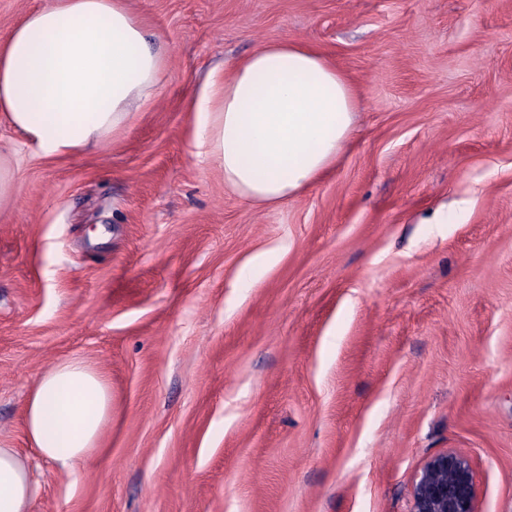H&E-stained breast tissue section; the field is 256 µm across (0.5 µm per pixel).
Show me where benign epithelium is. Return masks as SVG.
<instances>
[{"mask_svg":"<svg viewBox=\"0 0 512 512\" xmlns=\"http://www.w3.org/2000/svg\"><path fill=\"white\" fill-rule=\"evenodd\" d=\"M410 512H478L468 458L452 451L430 457L413 478Z\"/></svg>","mask_w":512,"mask_h":512,"instance_id":"7a95c632","label":"benign epithelium"}]
</instances>
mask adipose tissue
Listing matches in <instances>:
<instances>
[{"label": "adipose tissue", "instance_id": "ef3b65f1", "mask_svg": "<svg viewBox=\"0 0 512 512\" xmlns=\"http://www.w3.org/2000/svg\"><path fill=\"white\" fill-rule=\"evenodd\" d=\"M167 69L130 0H47L0 44V116L39 157L80 154L128 133ZM358 105L350 78L323 54L266 43L195 92L193 154L247 203L276 206L335 165ZM111 415L104 374L62 361L29 394L25 430L42 457L69 470L95 453ZM37 493L28 463L0 448V512H30Z\"/></svg>", "mask_w": 512, "mask_h": 512}]
</instances>
